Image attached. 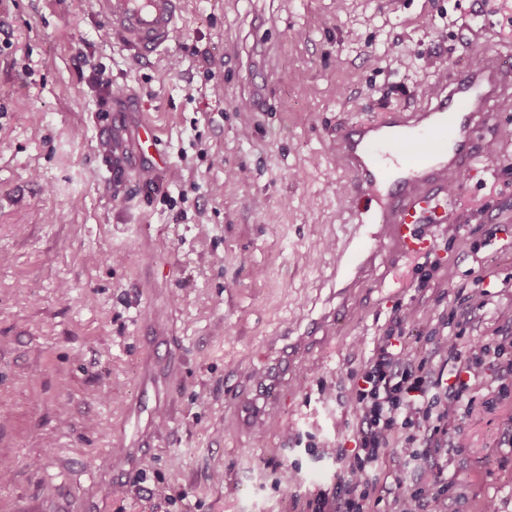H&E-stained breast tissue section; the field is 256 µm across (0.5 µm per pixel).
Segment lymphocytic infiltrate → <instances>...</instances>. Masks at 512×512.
Wrapping results in <instances>:
<instances>
[{"label":"lymphocytic infiltrate","mask_w":512,"mask_h":512,"mask_svg":"<svg viewBox=\"0 0 512 512\" xmlns=\"http://www.w3.org/2000/svg\"><path fill=\"white\" fill-rule=\"evenodd\" d=\"M494 361L500 364V387H512V336L464 347L449 336L433 343L422 358L400 337L379 338L365 368L352 375L361 448L333 490L317 491L309 499L313 512H366L365 485L390 499L392 512H431L429 497L411 489L412 478L426 477L432 486L445 487L441 462L449 449L463 447L455 432L472 410L470 392ZM389 447L396 450L391 465L377 468L380 450Z\"/></svg>","instance_id":"lymphocytic-infiltrate-1"}]
</instances>
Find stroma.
Listing matches in <instances>:
<instances>
[{
    "mask_svg": "<svg viewBox=\"0 0 512 512\" xmlns=\"http://www.w3.org/2000/svg\"><path fill=\"white\" fill-rule=\"evenodd\" d=\"M272 21L255 28V14ZM86 0H0V512L74 482L92 512H300L333 489L337 449L356 446L352 371L398 306L415 304L404 343L512 336V112L482 138L498 158L464 172L448 239L407 260L377 256L369 279L336 295L341 175L326 131L358 98L378 110L395 88L426 102L442 76L473 65L477 31L512 64V0H183L178 32L150 61L100 42ZM198 55L182 52L183 43ZM277 53L265 111L239 109L250 66ZM92 54L137 97L168 154L161 186L113 197L102 165V91L75 58ZM213 61L205 76L203 57ZM410 67L398 64V57ZM344 302L348 321L313 347L281 397L277 423L247 431L224 403L226 379L273 354L288 323ZM158 322L182 356L176 410L138 466L113 478L97 462L142 384V325ZM497 368L471 394L466 445L448 455L437 512H512V392ZM299 474L278 487L282 468ZM147 472L138 484L139 472Z\"/></svg>",
    "mask_w": 512,
    "mask_h": 512,
    "instance_id": "1",
    "label": "stroma"
}]
</instances>
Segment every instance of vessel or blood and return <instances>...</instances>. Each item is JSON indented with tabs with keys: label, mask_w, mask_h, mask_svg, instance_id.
<instances>
[{
	"label": "vessel or blood",
	"mask_w": 512,
	"mask_h": 512,
	"mask_svg": "<svg viewBox=\"0 0 512 512\" xmlns=\"http://www.w3.org/2000/svg\"><path fill=\"white\" fill-rule=\"evenodd\" d=\"M93 15L111 30L129 55L145 59L171 41L177 31L180 0H88ZM119 112L111 117L112 191H128L130 172L161 160L160 138L151 123L133 136L125 134V109L134 107L128 95L117 97ZM512 109V65L499 53L483 50L476 65L452 73L435 85L426 106H416L402 91L378 112L365 118H343L328 139L344 176L345 239L336 262V279L352 284L368 278L382 246L404 257L430 244L421 225L448 221V195L459 190L464 169L485 158L479 130L495 113ZM325 321L311 320L303 331L286 327V343L275 362L236 388L232 403L242 424L266 423L278 392L288 384L307 340ZM145 354L177 383L178 363L168 336L146 326Z\"/></svg>",
	"instance_id": "vessel-or-blood-1"
}]
</instances>
